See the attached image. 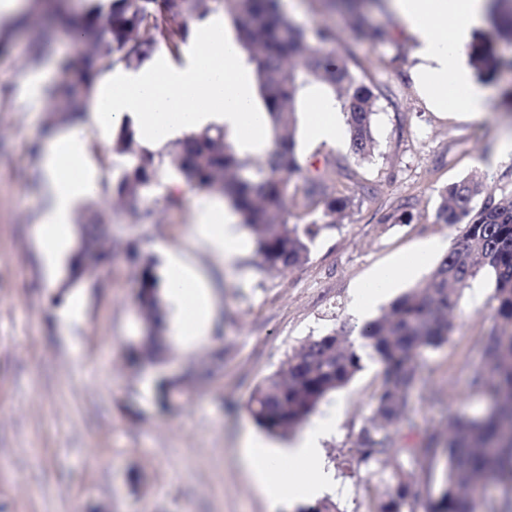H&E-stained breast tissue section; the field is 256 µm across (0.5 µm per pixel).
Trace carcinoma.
<instances>
[{
    "label": "carcinoma",
    "mask_w": 512,
    "mask_h": 512,
    "mask_svg": "<svg viewBox=\"0 0 512 512\" xmlns=\"http://www.w3.org/2000/svg\"><path fill=\"white\" fill-rule=\"evenodd\" d=\"M55 26L65 31L73 51L60 59L61 82L50 94L52 112L71 122L94 89L96 79L116 67H138L165 44L178 55L190 36V23L225 10L234 19L238 42L258 63L259 89L272 123V145L260 161L240 156L224 131L204 130L173 143L169 165L186 182L224 195L241 223L255 238L260 266L268 272L304 263L318 223L334 224L351 204L348 195L328 192L336 171L303 168L296 153L299 92L318 80L346 90V121L355 159L373 153L376 96L357 79L344 57L326 46L336 33L317 27L312 35L291 24L276 0H87L79 11L69 0H48ZM490 28L469 45L468 57L478 77L500 80L512 69L495 50L499 39H512V6L490 0ZM113 149L130 158L128 169L112 194L104 199L110 210H128L138 224H156L157 211L145 193L162 175V156L141 147L135 133L120 128ZM304 183L303 207L320 211L308 224L288 220V186ZM437 218L459 226V235L427 278L395 299L387 313L358 329L343 325L294 349L278 370L252 392L248 411L255 423L276 435L305 423L320 402L348 384L362 369V352L370 351L384 372L370 397L371 415L350 437L352 458L369 467L396 460L392 482L369 498L368 512H417L413 493L415 472L397 460L404 451L414 466L435 453L422 448H398V435L408 421L411 390L416 380L413 354L422 347L448 342L455 329L453 314L464 291L480 272L494 275L496 302L492 326L483 338L484 365L473 370L469 386L490 404L480 418L449 422L446 438L447 473L435 499L422 503L423 512H496L480 500L482 480L489 478L512 492V193L496 196L483 180L470 176L445 187ZM79 253L71 259V280L84 281L118 253L139 264L142 291L136 303L143 320L155 331L164 322L160 278L155 263L137 243L112 237L103 224L79 230ZM160 337H149L133 352L136 358L157 356Z\"/></svg>",
    "instance_id": "obj_1"
}]
</instances>
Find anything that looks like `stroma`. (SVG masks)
<instances>
[{
  "label": "stroma",
  "mask_w": 512,
  "mask_h": 512,
  "mask_svg": "<svg viewBox=\"0 0 512 512\" xmlns=\"http://www.w3.org/2000/svg\"><path fill=\"white\" fill-rule=\"evenodd\" d=\"M297 2L292 21L307 32L333 28L350 69L377 97L369 161H356L347 141L337 147L297 142L303 167H347L375 190L355 195L342 223L319 231L304 264L263 270L242 226L244 247L233 262L196 248L187 234L190 199L205 191L191 188L179 206H168L167 188L180 180L171 170L148 195L160 224L146 228L129 212L108 210L104 198L125 172V157L113 151L111 137L87 130L100 191L79 204L76 223L100 221L114 236L142 240L161 275L167 251L182 252L208 272L216 294L208 342L190 350L171 346L152 361L132 358L129 348L143 329L137 265L116 256L92 288L70 284L65 275L50 279L38 260L37 143L48 102L33 110L22 98L57 72L71 44L54 32L48 53L24 65L47 21L35 15L21 25L15 15L0 17V512H270L241 463L244 433H262L247 412L255 386L300 344L349 321L352 291L374 269L426 242L436 247L433 261L442 259L457 234L436 220L444 187L476 173L495 193L512 192V161L495 156L500 137L512 135L501 85H492L480 117L435 109L414 84L413 46L384 0L364 6L362 31L330 0ZM376 27L388 28V42L371 40L368 31ZM492 293L490 277L478 274L448 342L415 354L403 447L443 432L449 415L484 412L469 377L482 363ZM218 348L224 357L212 376H188ZM381 371L377 360L364 358L362 370L309 419L337 421L323 453L338 479L330 499L341 512H366L368 489L384 488L392 473L356 466L348 448Z\"/></svg>",
  "instance_id": "stroma-1"
}]
</instances>
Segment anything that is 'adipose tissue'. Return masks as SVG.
<instances>
[{"label":"adipose tissue","mask_w":512,"mask_h":512,"mask_svg":"<svg viewBox=\"0 0 512 512\" xmlns=\"http://www.w3.org/2000/svg\"><path fill=\"white\" fill-rule=\"evenodd\" d=\"M391 5L414 45L420 88L439 106L452 103L472 116L483 114L490 92L472 84L464 67L471 33L483 21V0H391ZM88 121L106 135L130 127L150 149L209 127L223 128L243 153H262L269 145L268 116L258 107L253 67L218 17L195 26L183 65L155 58L136 68L106 72ZM302 123L306 139L316 145L339 143L348 132L343 105L318 87L307 94ZM84 124L75 122L38 144L43 198L38 254L50 275L64 268L78 236V201L97 189ZM194 207L197 222L190 225L189 236L219 256L234 259L241 245L234 215L221 213L216 202L205 198L195 199ZM429 259V247L421 246L357 285L351 302L356 323L370 320L389 289L416 276ZM163 300L171 340L186 349L207 340L216 300L200 268L172 257ZM335 426L332 420L317 424L287 448L245 435L242 465L273 512L322 497L333 487L322 448Z\"/></svg>","instance_id":"obj_1"}]
</instances>
